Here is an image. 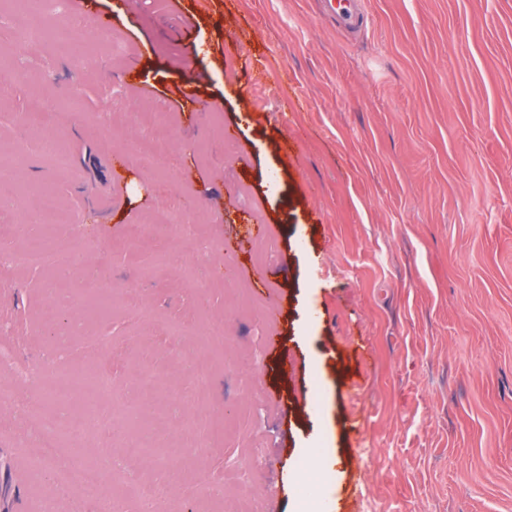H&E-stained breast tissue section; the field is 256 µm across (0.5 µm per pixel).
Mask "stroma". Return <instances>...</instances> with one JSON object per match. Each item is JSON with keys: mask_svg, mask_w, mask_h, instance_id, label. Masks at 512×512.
I'll return each mask as SVG.
<instances>
[{"mask_svg": "<svg viewBox=\"0 0 512 512\" xmlns=\"http://www.w3.org/2000/svg\"><path fill=\"white\" fill-rule=\"evenodd\" d=\"M87 2L80 19L51 5L75 66L49 39L16 46L0 0V254L23 244L15 225L38 233L23 190L46 186L81 257L54 293L48 271L0 269V386L107 368L95 424L63 448L166 485L158 512H206L176 470L248 473V512H512V0H365L355 33L322 0ZM35 99L65 169L29 149ZM135 108L161 111L165 173L136 158L155 128ZM161 206L177 226L128 249ZM90 282L112 298L101 321L82 318ZM138 413L179 456L126 454ZM36 450L0 401V512H45ZM305 470L325 473L312 503Z\"/></svg>", "mask_w": 512, "mask_h": 512, "instance_id": "35a3bbf8", "label": "stroma"}]
</instances>
